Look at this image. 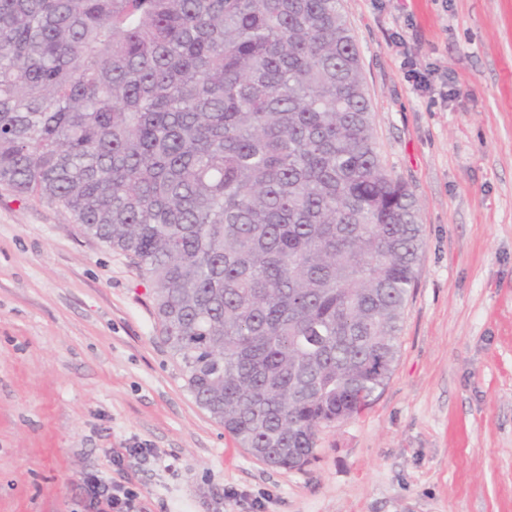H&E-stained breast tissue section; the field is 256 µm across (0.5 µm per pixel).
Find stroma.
Listing matches in <instances>:
<instances>
[{"mask_svg":"<svg viewBox=\"0 0 512 512\" xmlns=\"http://www.w3.org/2000/svg\"><path fill=\"white\" fill-rule=\"evenodd\" d=\"M385 168L424 249L385 388L301 470L202 409L149 286L0 186V512H512V0H343ZM121 463H113V453ZM92 492V506L100 505L104 498L109 510L113 512H137L136 494L120 484H112L111 489L102 485L98 478L89 481Z\"/></svg>","mask_w":512,"mask_h":512,"instance_id":"1","label":"stroma"}]
</instances>
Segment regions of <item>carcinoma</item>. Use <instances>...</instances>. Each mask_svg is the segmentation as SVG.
Returning <instances> with one entry per match:
<instances>
[{
  "label": "carcinoma",
  "mask_w": 512,
  "mask_h": 512,
  "mask_svg": "<svg viewBox=\"0 0 512 512\" xmlns=\"http://www.w3.org/2000/svg\"><path fill=\"white\" fill-rule=\"evenodd\" d=\"M0 185L130 259L263 463L304 468L387 385L419 208L341 0H0Z\"/></svg>",
  "instance_id": "carcinoma-1"
}]
</instances>
